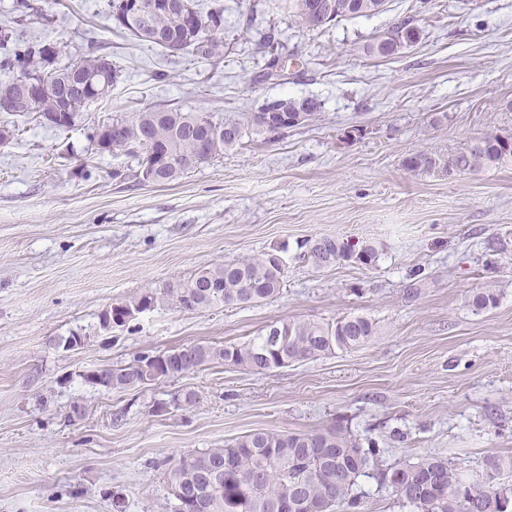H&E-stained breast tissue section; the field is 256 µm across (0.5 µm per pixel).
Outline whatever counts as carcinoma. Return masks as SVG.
<instances>
[{"mask_svg": "<svg viewBox=\"0 0 512 512\" xmlns=\"http://www.w3.org/2000/svg\"><path fill=\"white\" fill-rule=\"evenodd\" d=\"M387 0H279L283 9L305 31H322L342 20L370 17L385 11ZM126 0H109V15L115 28L131 39L166 51L179 44L182 52L213 63L224 59V9L220 6L203 11L195 9L196 25L186 28L182 15L155 7L151 30L126 13ZM417 29L403 19L387 32L363 46L367 56L389 58L402 54L411 44L399 49L390 46ZM265 64V76H277L274 68L286 63L292 53L270 30L256 44ZM60 49L53 45L26 41L16 42L0 58V96L9 115L27 116L37 122L61 112L71 122L64 130L80 127L87 138L105 152L121 153L137 161L136 178L157 185L180 181L198 165L197 156L224 151L238 145L244 136L265 135L271 139L292 128L285 119L297 117L290 108L304 111L301 125L315 121L322 103L315 97L265 99L256 113L267 115L275 129L261 123L245 126L236 120H224L213 114L192 109H144L129 118L116 117L86 125L88 107L110 96L121 78L122 69L109 64L107 93L85 90L93 78L100 55L92 52L86 59L71 65L59 62ZM46 83L49 91L28 97L4 83L17 76ZM512 163V134L487 132L470 140L459 152L445 154L416 150L402 161L413 173L439 170L459 174L475 173ZM324 257L317 260L309 252L305 239L299 244V259L321 269L340 261L365 266L375 263L378 247L369 241L349 245L343 239L321 237ZM285 265L274 252H263L244 259L214 262L198 269L187 278L171 281L161 289L147 288L126 301L116 303L100 316V328L110 330L129 324L137 315L160 305H170L187 312H200L219 306L260 303L280 292ZM497 295L490 289L475 293L468 300L474 311L496 305ZM376 334L367 317L345 316L332 322L305 320L276 321L256 336L240 343L212 345L191 343L170 349L156 359L148 354L136 356L122 366L91 371L84 381L106 390H132L134 379L144 390L170 378L183 376L213 363H224L251 373H265L294 363L315 360L337 350H354L367 344ZM191 389L169 394V399L154 402V409L179 410L196 403ZM380 459L373 447L362 448L342 426L336 424L308 432H283L259 429L237 437L222 447L189 452L168 467L170 495L176 501L174 512H282L281 505L296 500V512H357L360 506L353 488L362 476L375 475L380 483L414 508V512H512V486L497 481L504 472L512 473V456L487 460L488 472L477 482L463 471L439 457L426 456L414 463L379 468Z\"/></svg>", "mask_w": 512, "mask_h": 512, "instance_id": "cac0c4a2", "label": "carcinoma"}]
</instances>
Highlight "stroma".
<instances>
[{
  "label": "stroma",
  "mask_w": 512,
  "mask_h": 512,
  "mask_svg": "<svg viewBox=\"0 0 512 512\" xmlns=\"http://www.w3.org/2000/svg\"><path fill=\"white\" fill-rule=\"evenodd\" d=\"M17 41L90 52L123 70L102 120L146 107L242 118L263 100L314 96L316 123L275 140L249 137L180 182H139L134 162L103 152L83 130L16 117L0 147V512H171L168 464L256 429L306 432L338 424L383 464L434 455L468 474L512 455V165L474 174L411 173L418 149L460 150L486 132L512 133V0H388L384 12L302 30L275 0H194L224 9V57L198 62L115 29L108 0H36ZM412 20L421 39L392 59L361 47ZM274 29L294 57L262 79L254 49ZM446 113L432 125V113ZM357 139H347L350 130ZM371 241L369 266L316 269L298 243ZM277 250V297L192 313L165 306L106 333L100 314L145 288L203 266ZM493 288L494 307L467 299ZM363 315L368 344L264 374L215 364L143 391L94 388L85 371L189 342L239 343L285 319ZM86 336L77 350L61 336ZM193 407L152 406L181 389ZM85 408L71 418L73 404ZM360 512H411L372 477Z\"/></svg>",
  "instance_id": "obj_1"
}]
</instances>
